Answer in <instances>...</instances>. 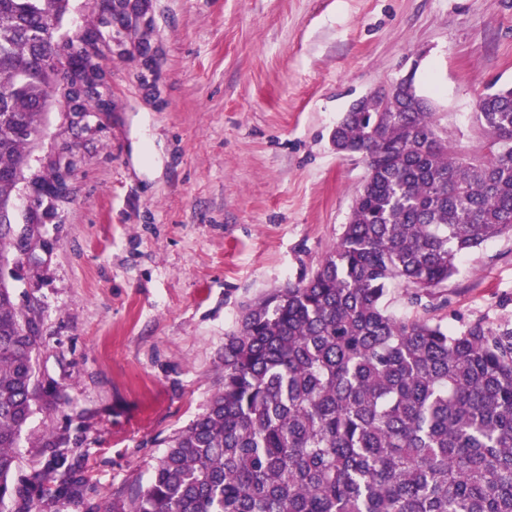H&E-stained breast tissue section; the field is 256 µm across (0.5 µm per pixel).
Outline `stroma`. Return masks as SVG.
<instances>
[{
    "mask_svg": "<svg viewBox=\"0 0 512 512\" xmlns=\"http://www.w3.org/2000/svg\"><path fill=\"white\" fill-rule=\"evenodd\" d=\"M148 4L127 54L101 60L111 111H48L29 173L70 161L65 198L23 182L14 199L27 253L9 283L45 391L15 477L47 468L51 438L83 490L48 512H107L146 487L218 386L244 306L334 246L366 175L331 140L353 101L411 78L475 163L477 99L512 86V0ZM433 301L454 327L512 319V237L464 256Z\"/></svg>",
    "mask_w": 512,
    "mask_h": 512,
    "instance_id": "35a3bbf8",
    "label": "stroma"
}]
</instances>
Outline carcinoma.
<instances>
[{"mask_svg": "<svg viewBox=\"0 0 512 512\" xmlns=\"http://www.w3.org/2000/svg\"><path fill=\"white\" fill-rule=\"evenodd\" d=\"M68 6L0 0V512L13 498L15 512H45L57 480L78 493L52 441V466L14 493L15 448L39 408L38 340L1 275L56 86L45 34ZM102 42L93 25L80 48ZM475 119L491 144L476 164L414 90L344 114L332 142L367 175L336 245L244 307L209 403L112 512H512V322L450 329L431 302L462 256L512 236V88L481 94ZM394 285L419 315L388 312Z\"/></svg>", "mask_w": 512, "mask_h": 512, "instance_id": "1", "label": "carcinoma"}]
</instances>
